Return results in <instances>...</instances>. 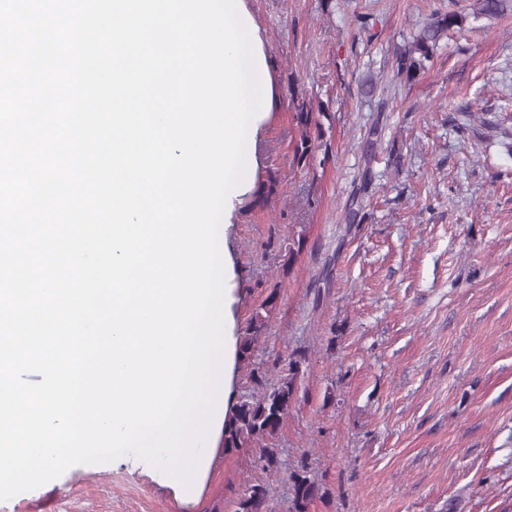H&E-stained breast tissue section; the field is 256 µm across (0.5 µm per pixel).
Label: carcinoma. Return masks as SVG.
<instances>
[{
	"label": "carcinoma",
	"mask_w": 512,
	"mask_h": 512,
	"mask_svg": "<svg viewBox=\"0 0 512 512\" xmlns=\"http://www.w3.org/2000/svg\"><path fill=\"white\" fill-rule=\"evenodd\" d=\"M512 0H475L473 18H494L509 7ZM468 15L450 10L437 15L433 21L424 25L414 36L410 45L400 49L393 61L396 76L408 82L413 81L425 70L438 42L454 28H460ZM297 119L303 128L300 145L295 150V159L301 163L307 159L315 141L323 138L324 130L320 119L314 116L312 109H302ZM276 298L271 292L261 305V310L252 316L246 335L238 346L239 361L250 360L255 341L267 325ZM300 371V361L291 359L287 362V373L280 377L262 395H248L234 405L224 426V447L247 448L259 440L274 439L292 405L295 394V382ZM255 464L261 469H271L278 465L277 449L265 446L255 457ZM293 487L292 507L289 512H307L308 505L321 495V486L307 474L297 470L289 475ZM236 512H266L265 490L254 485L238 502Z\"/></svg>",
	"instance_id": "carcinoma-1"
}]
</instances>
